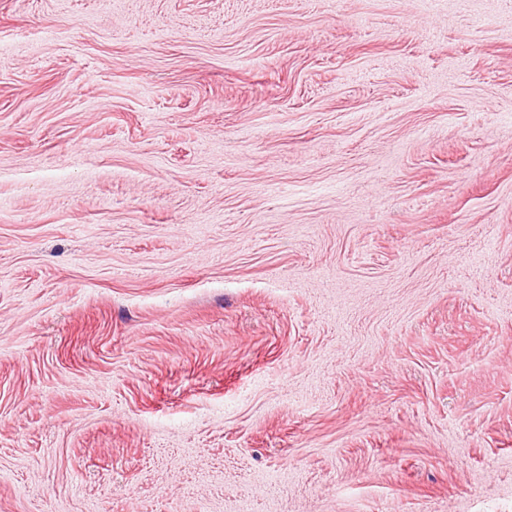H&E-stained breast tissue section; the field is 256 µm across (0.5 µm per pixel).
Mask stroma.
<instances>
[{
	"label": "stroma",
	"mask_w": 512,
	"mask_h": 512,
	"mask_svg": "<svg viewBox=\"0 0 512 512\" xmlns=\"http://www.w3.org/2000/svg\"><path fill=\"white\" fill-rule=\"evenodd\" d=\"M0 512H512V0H0Z\"/></svg>",
	"instance_id": "35a3bbf8"
}]
</instances>
